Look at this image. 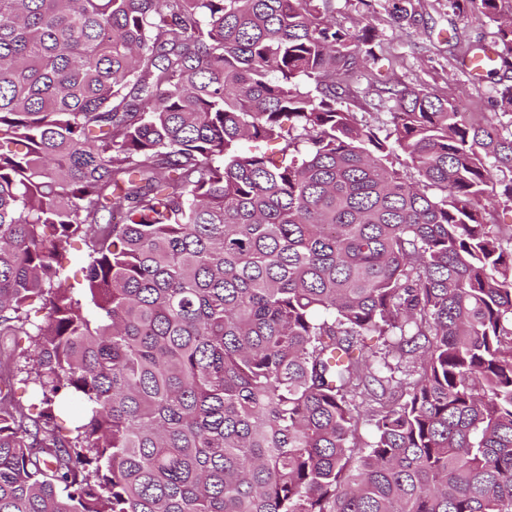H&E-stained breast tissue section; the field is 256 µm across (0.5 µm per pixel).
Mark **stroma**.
Listing matches in <instances>:
<instances>
[{"label": "stroma", "mask_w": 512, "mask_h": 512, "mask_svg": "<svg viewBox=\"0 0 512 512\" xmlns=\"http://www.w3.org/2000/svg\"><path fill=\"white\" fill-rule=\"evenodd\" d=\"M424 22L417 26L394 23L385 0L365 10L360 0H334L338 26L357 31L371 26L381 46L374 58L348 81V106L359 120L377 127H389L390 104L382 91L399 83L425 86L442 97L466 105L469 117L480 120L496 114L495 89L512 84V69L483 72L472 77L465 67V49L495 43L492 25L458 18L448 0H413Z\"/></svg>", "instance_id": "1"}]
</instances>
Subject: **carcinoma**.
Listing matches in <instances>:
<instances>
[{
	"label": "carcinoma",
	"instance_id": "cac0c4a2",
	"mask_svg": "<svg viewBox=\"0 0 512 512\" xmlns=\"http://www.w3.org/2000/svg\"><path fill=\"white\" fill-rule=\"evenodd\" d=\"M332 2L0 0V512H512V124L362 123ZM499 201L490 207L488 219L492 224H498L497 229L508 237L512 233V203H504L501 199ZM83 254L84 247L75 243L65 246L59 254V262L69 276L68 284H73L75 287H79L77 283L82 281Z\"/></svg>",
	"mask_w": 512,
	"mask_h": 512
}]
</instances>
